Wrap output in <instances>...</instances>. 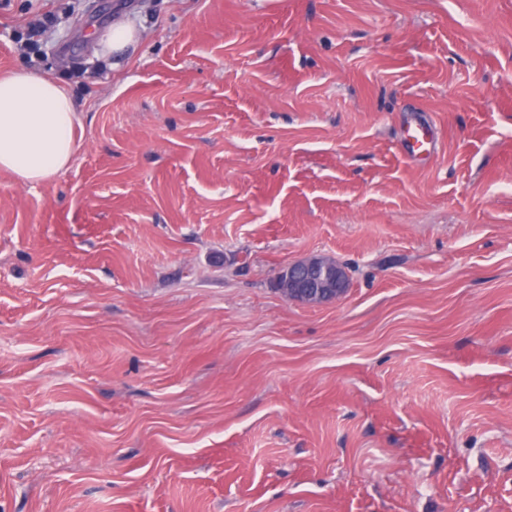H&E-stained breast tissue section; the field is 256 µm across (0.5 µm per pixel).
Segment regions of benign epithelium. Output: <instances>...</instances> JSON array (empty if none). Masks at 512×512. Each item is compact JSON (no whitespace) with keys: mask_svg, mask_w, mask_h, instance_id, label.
Instances as JSON below:
<instances>
[{"mask_svg":"<svg viewBox=\"0 0 512 512\" xmlns=\"http://www.w3.org/2000/svg\"><path fill=\"white\" fill-rule=\"evenodd\" d=\"M276 284L285 297L318 305L337 300L345 293L346 276L334 259L310 257L283 267Z\"/></svg>","mask_w":512,"mask_h":512,"instance_id":"obj_1","label":"benign epithelium"}]
</instances>
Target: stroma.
<instances>
[{"label": "stroma", "instance_id": "35a3bbf8", "mask_svg": "<svg viewBox=\"0 0 512 512\" xmlns=\"http://www.w3.org/2000/svg\"><path fill=\"white\" fill-rule=\"evenodd\" d=\"M20 68L80 123L0 170V512H512V0H0ZM137 25L127 17L118 16L104 31L97 33V44L103 56H111L125 51L134 45L139 38ZM434 145L432 128L420 123L406 126L400 143L402 154L408 161L428 155ZM345 275L334 259L310 257L283 267L276 284L288 299L318 305L337 300L345 293Z\"/></svg>", "mask_w": 512, "mask_h": 512}]
</instances>
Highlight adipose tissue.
<instances>
[{
    "mask_svg": "<svg viewBox=\"0 0 512 512\" xmlns=\"http://www.w3.org/2000/svg\"><path fill=\"white\" fill-rule=\"evenodd\" d=\"M78 114L57 81L21 69L0 74V169L29 186L65 170Z\"/></svg>",
    "mask_w": 512,
    "mask_h": 512,
    "instance_id": "1",
    "label": "adipose tissue"
}]
</instances>
